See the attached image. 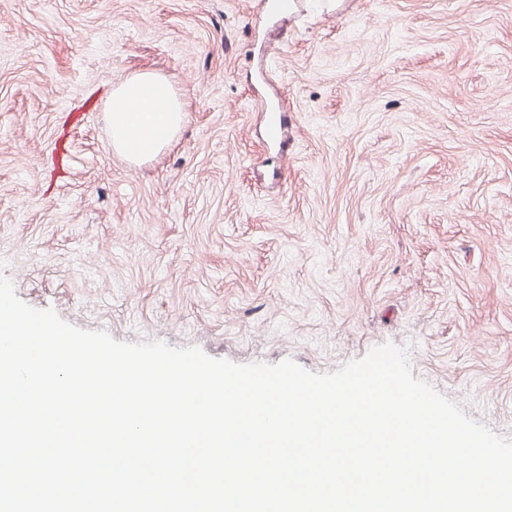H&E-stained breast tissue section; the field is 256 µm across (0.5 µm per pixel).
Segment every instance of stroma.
<instances>
[{"mask_svg":"<svg viewBox=\"0 0 512 512\" xmlns=\"http://www.w3.org/2000/svg\"><path fill=\"white\" fill-rule=\"evenodd\" d=\"M140 74L186 116L133 164L104 103ZM0 275L77 327L234 363L404 346L512 439V0H0Z\"/></svg>","mask_w":512,"mask_h":512,"instance_id":"stroma-1","label":"stroma"}]
</instances>
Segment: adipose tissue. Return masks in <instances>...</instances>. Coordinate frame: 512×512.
I'll use <instances>...</instances> for the list:
<instances>
[{
	"label": "adipose tissue",
	"mask_w": 512,
	"mask_h": 512,
	"mask_svg": "<svg viewBox=\"0 0 512 512\" xmlns=\"http://www.w3.org/2000/svg\"><path fill=\"white\" fill-rule=\"evenodd\" d=\"M105 110L114 149L135 162L156 157L185 116L184 103L172 87L150 74L114 87Z\"/></svg>",
	"instance_id": "ef3b65f1"
}]
</instances>
